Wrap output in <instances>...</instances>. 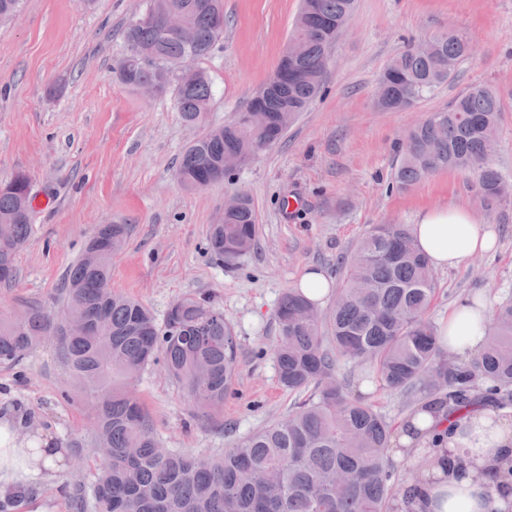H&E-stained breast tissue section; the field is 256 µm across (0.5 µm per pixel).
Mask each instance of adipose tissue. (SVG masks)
<instances>
[{"mask_svg":"<svg viewBox=\"0 0 512 512\" xmlns=\"http://www.w3.org/2000/svg\"><path fill=\"white\" fill-rule=\"evenodd\" d=\"M415 243L436 269H451L496 247V235L462 206L430 210L411 225ZM490 317L485 297L449 311L439 326L449 356L468 361L482 350ZM396 457L428 455L431 465L412 494L411 512H503L512 504V476L496 470L512 455V416L478 412L457 422L445 420L432 400L417 404L392 437ZM67 466L66 449L52 436L19 444L12 417L0 416V496L36 488Z\"/></svg>","mask_w":512,"mask_h":512,"instance_id":"ef3b65f1","label":"adipose tissue"}]
</instances>
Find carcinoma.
Returning a JSON list of instances; mask_svg holds the SVG:
<instances>
[{"instance_id":"1","label":"carcinoma","mask_w":512,"mask_h":512,"mask_svg":"<svg viewBox=\"0 0 512 512\" xmlns=\"http://www.w3.org/2000/svg\"><path fill=\"white\" fill-rule=\"evenodd\" d=\"M355 0H302L289 39L269 81L236 117L192 140L178 163L181 186L202 189L227 177L224 156L243 164L274 145L318 94L328 49ZM183 15L195 37H165L164 15ZM224 34L223 0H149L143 18L125 30L129 54L116 67L120 82L174 85L183 120L201 124L212 87L200 71L182 78L175 64L185 54L206 56ZM156 61L140 64L136 52ZM469 41L448 30L407 47L380 76L377 105L402 110L449 81L469 56ZM501 100L491 88L458 96L431 113L406 137L395 173L406 189L442 170L476 176L487 209L512 198V185L489 166L496 146ZM29 177L17 174L0 189V283L15 277V258L31 232L21 206ZM212 227L209 248L227 265L257 245L251 198ZM127 225L96 233L69 268L57 311L26 306L19 322L0 314V364H15L46 336L57 337L59 360L82 401L95 412L93 448H108L95 479L78 485L76 512H394L393 502L416 488L397 487L386 456L393 425L377 407L351 394L336 374L343 359L367 370L399 394L420 389L456 420L478 409L512 405V299L492 312L483 351L450 361L438 329L426 317L435 295L431 267L404 224L373 226L341 262L343 279L326 311L297 288L275 309L280 339L275 363L281 385L303 395L289 414L241 439L221 454L193 455L164 448L134 392L132 376L160 365L206 416L224 406L238 375V342L214 300L188 294L174 300L162 321L141 302L112 288V253L121 251Z\"/></svg>"}]
</instances>
